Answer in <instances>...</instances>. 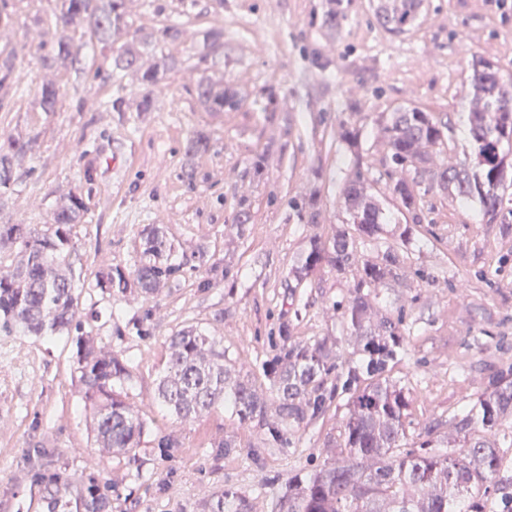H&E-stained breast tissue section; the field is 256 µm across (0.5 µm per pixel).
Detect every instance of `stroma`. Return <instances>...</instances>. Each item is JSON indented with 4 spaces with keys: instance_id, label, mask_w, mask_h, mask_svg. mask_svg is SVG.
<instances>
[{
    "instance_id": "obj_1",
    "label": "stroma",
    "mask_w": 512,
    "mask_h": 512,
    "mask_svg": "<svg viewBox=\"0 0 512 512\" xmlns=\"http://www.w3.org/2000/svg\"><path fill=\"white\" fill-rule=\"evenodd\" d=\"M375 5L349 0L331 26L326 0H124L131 30L175 26L180 37L137 50L118 88L107 77L113 51L90 32L75 36L68 66L42 63L44 31L30 20L54 17L60 0H8L15 21L0 24V50L18 54L17 92L0 109V146L16 138L25 150L0 184V224L42 231L70 197L82 200L67 257L82 286L81 334L131 362L128 395L147 431L135 458L94 450L71 338L0 332V512H46L44 473L108 481L110 512H204L228 488L247 512H276L289 479L331 459L343 394L284 445L267 441L264 420L244 423L226 408L181 421L157 407L167 341L190 326L222 337L227 361L269 395L262 365L281 332L334 340L337 354L359 360L343 311L362 291L371 320L402 318L409 336L393 376L412 398L411 436L431 425L456 439L457 416L512 371V234L502 233L512 185L486 215L478 199L394 164L384 133L394 110L417 108L442 131L427 149L432 169L473 157V64L512 79V0H424L401 35L382 27ZM214 32L223 49L209 48ZM170 54L176 66L152 110L139 111L143 72ZM206 83L231 86L239 106L206 111ZM47 84L60 91L52 112L39 105ZM119 93L126 106L115 112L108 102ZM198 134L207 147L187 156ZM357 179L382 212L380 246L403 256L398 278L361 289V266L339 274L324 264L296 282L311 238L327 243L350 228L344 190ZM401 180L418 213L394 195ZM149 224L164 226L179 271L149 300L97 288L104 268H136ZM225 439L232 449L219 448Z\"/></svg>"
}]
</instances>
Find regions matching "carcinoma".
I'll list each match as a JSON object with an SVG mask.
<instances>
[{
  "instance_id": "cac0c4a2",
  "label": "carcinoma",
  "mask_w": 512,
  "mask_h": 512,
  "mask_svg": "<svg viewBox=\"0 0 512 512\" xmlns=\"http://www.w3.org/2000/svg\"><path fill=\"white\" fill-rule=\"evenodd\" d=\"M420 0H385L378 6L383 26L403 33L417 19ZM90 30L102 41L129 34L123 0H62L51 49L43 55L50 65L64 66L72 51L68 33ZM16 51H0V107L13 89ZM176 64L171 57L163 66L144 73L149 87L161 83ZM198 97L209 112L238 105L229 86L202 85ZM469 134L475 144V173L461 168L441 171L440 185H455L461 196L479 199L486 215L502 202L498 189L506 169L512 167L502 145L512 146V82H504L486 62L474 69L469 102ZM387 145L396 165L410 163L417 174H432L427 167V145L441 140V130L428 113L418 109L393 113L386 125ZM393 191L407 211L419 200L401 181ZM345 200L358 233L376 239L381 212L357 179L345 190ZM83 203L74 198L57 210L53 224L40 232L27 224H0V249L20 243L21 255L0 277V330L23 331L34 336H56L80 330L78 296L66 258L70 239L67 226L81 217ZM167 250L163 230L144 229L143 257L131 273L115 267L102 273L97 285L151 296L178 271L162 262ZM348 231L336 233L331 245L313 238L310 249L293 271L301 282L322 263L344 273L358 263ZM401 257L388 248L376 260L363 264L355 295L344 311L360 344L362 359L337 362L336 343L325 338L295 341L283 328L280 353L262 365L263 374L276 388L275 420L267 426V440L288 442V428L316 419L328 411L331 399L347 395L348 414L342 421L336 447L337 460L305 476L288 481L277 501V512H485L486 501L499 490L501 459L512 448V432L500 430L512 415V380L502 375L456 423L463 443L441 449L433 438L435 428L409 439L406 422L412 399L390 379V371L408 355L400 323L382 319L373 324L361 288L398 276ZM76 370L85 406L91 412L95 447L108 454L130 456L140 447L146 424L140 409L127 400L123 386L132 377L128 362L76 339ZM334 379L331 388L327 381ZM156 400L177 419L196 418L227 406L247 422L262 418L269 408L266 394L249 379L235 374L224 359V344L196 327L170 337L166 369L160 377ZM111 487L86 481L76 474L55 475L50 481L47 512H58L73 501L79 512H108ZM208 512H246L245 501L226 489L208 505Z\"/></svg>"
}]
</instances>
